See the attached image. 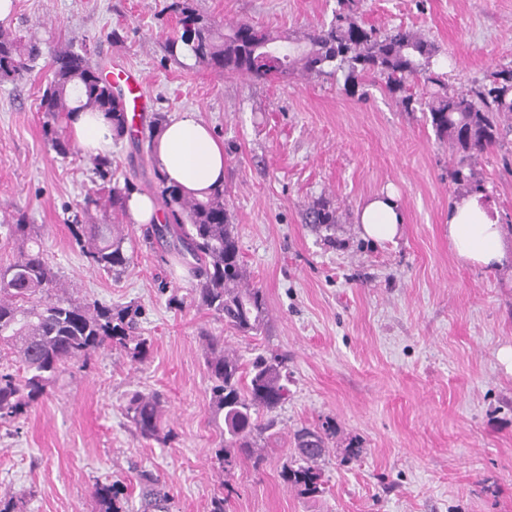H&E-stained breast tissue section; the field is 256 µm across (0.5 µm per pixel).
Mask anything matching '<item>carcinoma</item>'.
Listing matches in <instances>:
<instances>
[{
  "mask_svg": "<svg viewBox=\"0 0 512 512\" xmlns=\"http://www.w3.org/2000/svg\"><path fill=\"white\" fill-rule=\"evenodd\" d=\"M336 2L332 20L300 40L248 22H239L224 33L201 18L186 0H175L173 10L179 13L181 23L190 27L167 37V43L173 54L183 48L200 65L255 82L272 83L294 72H340L344 84L353 88L362 77H378L408 110L414 103L411 83L421 79L433 87L425 102L431 126L459 157L454 179L467 180L464 168L498 144L501 117L512 115V69L497 72L488 89L482 86L450 95L447 74L435 70L438 49L424 34L401 25L377 30L361 20L359 0ZM45 48L50 55L51 78L43 90L40 109L50 147L63 157L70 154L62 121L87 110L108 116L115 138H122L128 131L124 101L87 52L55 50L36 39L23 47L11 30L0 27V82L22 80ZM269 52L282 58L279 69L262 62L261 57ZM157 180L168 217L166 223L146 229L145 241L164 243L183 260L195 280L192 294L224 325L244 336L258 335L265 325V298L262 289L244 282L240 246L224 188L199 200L183 195L160 176ZM133 190L126 182L122 188L112 187L105 199L88 198L87 205L122 211ZM305 222L334 224L336 210L327 200L318 199L306 208ZM0 229L5 241L20 244L18 256L0 265V348L11 350L20 363L18 371L0 370V423L24 417L66 366L85 363L100 350H120L134 362L146 359L149 343L138 332V309L73 298L49 264L34 225L20 216L13 224L1 223ZM71 232L91 266L120 272L130 264L132 256L123 247L124 237L112 232V225L77 222L71 225ZM200 340L212 382L213 419L224 437L219 452L224 473L232 475L242 457L258 470L265 462L259 442L274 425L271 417L260 421V413H272L287 399L285 358L258 355L245 365L236 353L224 348V337L202 330ZM126 412L137 437L146 441L172 438L173 430L165 429L158 394L132 392ZM334 434L328 420L294 433L295 452L283 466L282 477L301 493L316 496L324 491L319 464ZM141 489L143 512H171V497L158 477L142 474ZM93 496L99 512H123L118 484L98 483Z\"/></svg>",
  "mask_w": 512,
  "mask_h": 512,
  "instance_id": "obj_1",
  "label": "carcinoma"
}]
</instances>
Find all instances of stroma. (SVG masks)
I'll use <instances>...</instances> for the list:
<instances>
[{"mask_svg":"<svg viewBox=\"0 0 512 512\" xmlns=\"http://www.w3.org/2000/svg\"><path fill=\"white\" fill-rule=\"evenodd\" d=\"M8 28L52 46H88L104 64L137 68L154 111H194L224 144V190L249 284L262 288L265 327L242 336L194 300L175 254L142 242V225L86 210L87 197L132 181L158 197L138 132L114 142L112 174L100 178L82 153L57 155L39 110L49 70L41 57L26 79L0 82V222L25 216L39 228L51 266L75 296L140 306L148 359L105 351L73 365L28 412L0 423V495L13 512H98L93 489L119 483L139 512L138 474L164 482L172 512H512V260L488 270L457 261L448 209L481 186L512 248V131L454 181L456 158L422 110H405L377 80L354 90L329 75L293 73L275 83L221 74L165 45L172 0H12ZM224 29L240 21L300 36L329 22L336 0H193ZM366 24L421 31L439 49L449 93L489 83L512 67V0H360ZM118 30L120 42L105 35ZM395 192L404 224L374 244L356 213ZM320 198L336 222L314 228L305 209ZM111 224L132 260L115 274L89 265L69 226ZM182 306L169 305L170 296ZM229 350L288 357V398L261 442L266 462L241 461L225 477L201 330ZM160 394L175 437H136L124 414L130 392ZM332 421L321 468L325 490L300 494L283 481L294 433ZM358 455H349V447Z\"/></svg>","mask_w":512,"mask_h":512,"instance_id":"obj_1","label":"stroma"}]
</instances>
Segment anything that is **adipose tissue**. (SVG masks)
Returning a JSON list of instances; mask_svg holds the SVG:
<instances>
[{"label":"adipose tissue","instance_id":"1","mask_svg":"<svg viewBox=\"0 0 512 512\" xmlns=\"http://www.w3.org/2000/svg\"><path fill=\"white\" fill-rule=\"evenodd\" d=\"M69 139L85 154L112 153L113 132L101 112H78L67 124ZM152 158L168 184L204 197L224 182V145L194 112L170 120L153 139ZM360 234L377 243L393 241L404 222L395 193L373 198L357 214ZM448 244L462 264L500 268L506 259L497 211L479 195H465L448 209Z\"/></svg>","mask_w":512,"mask_h":512}]
</instances>
